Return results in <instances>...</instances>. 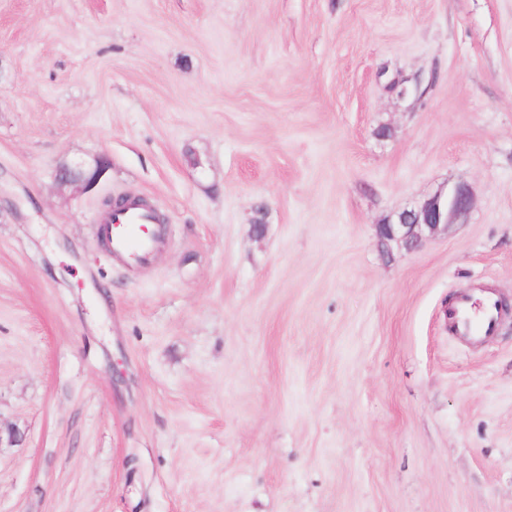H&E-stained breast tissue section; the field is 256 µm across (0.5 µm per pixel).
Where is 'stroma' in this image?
I'll return each instance as SVG.
<instances>
[{
	"label": "stroma",
	"instance_id": "obj_1",
	"mask_svg": "<svg viewBox=\"0 0 512 512\" xmlns=\"http://www.w3.org/2000/svg\"><path fill=\"white\" fill-rule=\"evenodd\" d=\"M0 429V512H512V0H0ZM107 165L108 159L98 157L94 162V166L87 172L76 174L70 167H63L56 171L55 178L59 183L65 185L84 183L85 185L92 186L101 178ZM473 207V195L470 188L458 184L448 191L447 195H436L424 201L417 208L402 211L398 220L392 224L379 225V235L387 236L388 240L401 239L406 245H419L422 237V226L430 232H436L464 220ZM382 236L383 241H388ZM151 221L152 215L148 210L130 204L113 215L112 223L102 224L100 237L112 256L135 264H147L157 247L147 234L146 225ZM448 331L473 340L492 336L498 318L497 300L488 297L476 312L472 297L463 296L448 306Z\"/></svg>",
	"mask_w": 512,
	"mask_h": 512
}]
</instances>
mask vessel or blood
<instances>
[{
  "label": "vessel or blood",
  "instance_id": "1",
  "mask_svg": "<svg viewBox=\"0 0 512 512\" xmlns=\"http://www.w3.org/2000/svg\"><path fill=\"white\" fill-rule=\"evenodd\" d=\"M152 221L151 213L136 204L128 205L114 214L111 223L102 225L100 237L108 251L135 264L148 263L157 247L147 234ZM498 305L495 299L474 304L471 297L463 296L448 308L450 333L480 340L494 333L497 325Z\"/></svg>",
  "mask_w": 512,
  "mask_h": 512
}]
</instances>
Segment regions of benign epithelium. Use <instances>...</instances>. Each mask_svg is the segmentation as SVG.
<instances>
[{
  "mask_svg": "<svg viewBox=\"0 0 512 512\" xmlns=\"http://www.w3.org/2000/svg\"><path fill=\"white\" fill-rule=\"evenodd\" d=\"M108 159L99 157L94 166L79 174L69 167L56 171V180L65 185L84 183L92 186L101 178ZM473 207V195L468 186L458 184L447 194L436 195L416 208L402 211L398 220L392 224L379 226V234L387 236L388 240L401 239L408 245H419L422 237V228L436 232L443 227L465 219Z\"/></svg>",
  "mask_w": 512,
  "mask_h": 512,
  "instance_id": "7a95c632",
  "label": "benign epithelium"
}]
</instances>
